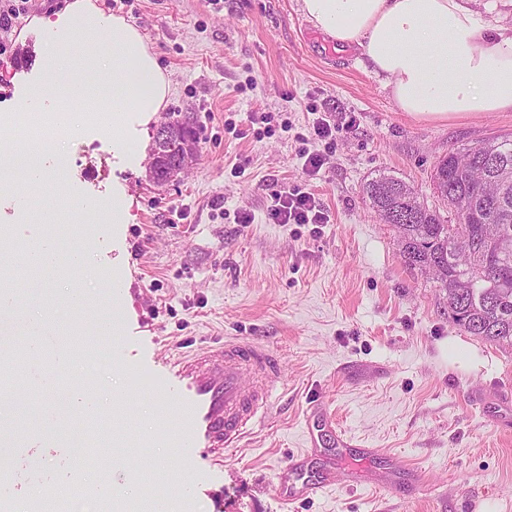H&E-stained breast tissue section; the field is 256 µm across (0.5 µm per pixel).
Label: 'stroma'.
Listing matches in <instances>:
<instances>
[{"label": "stroma", "instance_id": "1", "mask_svg": "<svg viewBox=\"0 0 512 512\" xmlns=\"http://www.w3.org/2000/svg\"><path fill=\"white\" fill-rule=\"evenodd\" d=\"M143 34L168 77L163 111L118 137L84 132L67 146L63 178H48L37 207L18 212L0 194V231L13 249L58 231L63 252L89 264L53 269L18 303L42 329L66 333L71 373L113 397L126 424L94 416L92 437L113 455L117 488L130 469L172 512H512V350L460 332L448 298L409 269L396 230L362 192L380 173L402 178L437 205L431 172L448 149L512 135V112L446 123L399 112L362 54L332 42L298 0H95ZM65 0H30L0 56V117L46 73L32 17ZM336 138L316 140L318 110ZM192 113L202 129L175 184L149 178L167 113ZM273 120L258 132L251 117ZM235 132H228V124ZM326 158L307 176L302 152ZM313 193L329 221L277 224L271 186ZM248 223H240V215ZM79 286L84 302L65 296ZM227 339L257 340L283 374L272 412L223 464L182 447L181 410L158 394L163 359ZM319 405L357 442L341 454L330 431L308 447L304 424ZM378 449L361 459L360 448ZM307 452L371 474L398 470L394 490L339 484L284 503L276 475ZM427 485L406 494L408 474Z\"/></svg>", "mask_w": 512, "mask_h": 512}]
</instances>
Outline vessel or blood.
<instances>
[{"label":"vessel or blood","mask_w":512,"mask_h":512,"mask_svg":"<svg viewBox=\"0 0 512 512\" xmlns=\"http://www.w3.org/2000/svg\"><path fill=\"white\" fill-rule=\"evenodd\" d=\"M169 370L163 393L181 407L183 447L206 449L220 463L268 415L281 364L260 342L227 340L175 357ZM341 474L338 465L313 472L299 454L278 473V494L291 503L304 500L337 484Z\"/></svg>","instance_id":"1"}]
</instances>
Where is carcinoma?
<instances>
[{"label": "carcinoma", "instance_id": "cac0c4a2", "mask_svg": "<svg viewBox=\"0 0 512 512\" xmlns=\"http://www.w3.org/2000/svg\"><path fill=\"white\" fill-rule=\"evenodd\" d=\"M186 147L201 135L196 122L173 112L166 120ZM155 182L173 175V157L154 147ZM431 180L447 214L421 201L404 180L381 173L363 187L372 210L399 233L403 262L433 268L448 293V318L463 333L512 349V136L478 140L437 159ZM465 235L481 249L457 246Z\"/></svg>", "mask_w": 512, "mask_h": 512}]
</instances>
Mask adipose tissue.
<instances>
[{"instance_id": "1", "label": "adipose tissue", "mask_w": 512, "mask_h": 512, "mask_svg": "<svg viewBox=\"0 0 512 512\" xmlns=\"http://www.w3.org/2000/svg\"><path fill=\"white\" fill-rule=\"evenodd\" d=\"M300 9L320 32L361 52L399 111L426 122L512 112V31L488 27L465 0H300ZM33 23L50 69L22 109L45 116L50 134L28 152L13 123L0 122V186L19 177L40 185L66 166L65 137L87 128L113 134L150 119L169 92L139 31L95 0H69ZM28 287L17 281L0 290V355L20 349L35 362L40 340L15 341V309ZM88 387L85 380L70 385L67 408L50 413L48 444L75 442L80 415L111 412Z\"/></svg>"}]
</instances>
